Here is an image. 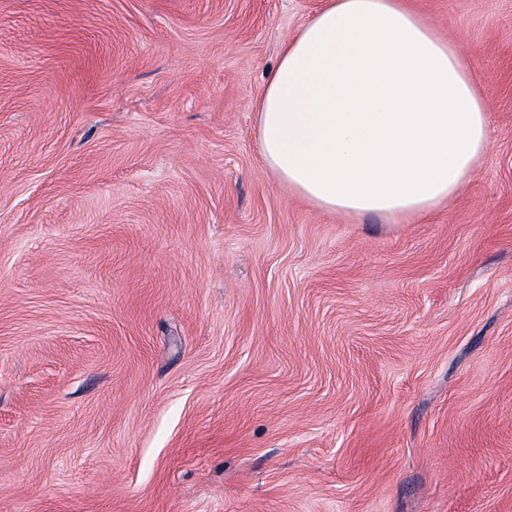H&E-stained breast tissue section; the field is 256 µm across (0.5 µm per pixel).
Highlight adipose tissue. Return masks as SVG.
<instances>
[{"label": "adipose tissue", "mask_w": 512, "mask_h": 512, "mask_svg": "<svg viewBox=\"0 0 512 512\" xmlns=\"http://www.w3.org/2000/svg\"><path fill=\"white\" fill-rule=\"evenodd\" d=\"M475 82L461 48L404 0H325L256 103L262 160L321 209L426 215L489 149Z\"/></svg>", "instance_id": "adipose-tissue-1"}]
</instances>
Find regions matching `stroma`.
Segmentation results:
<instances>
[{"label":"stroma","mask_w":512,"mask_h":512,"mask_svg":"<svg viewBox=\"0 0 512 512\" xmlns=\"http://www.w3.org/2000/svg\"><path fill=\"white\" fill-rule=\"evenodd\" d=\"M323 0H0V512H512V0H411L490 150L322 210L255 104Z\"/></svg>","instance_id":"35a3bbf8"}]
</instances>
